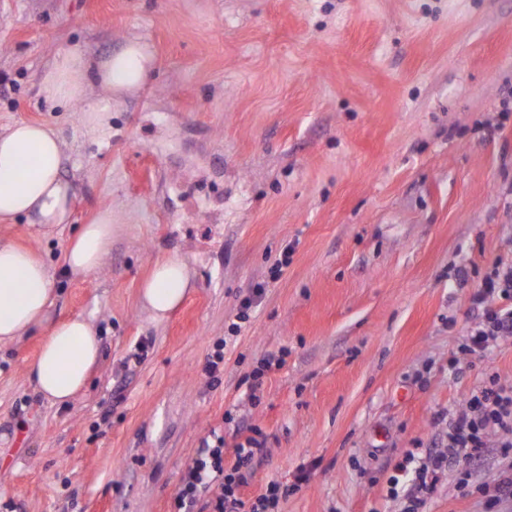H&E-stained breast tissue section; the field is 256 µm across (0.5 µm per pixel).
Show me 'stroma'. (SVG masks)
I'll return each mask as SVG.
<instances>
[{
    "mask_svg": "<svg viewBox=\"0 0 512 512\" xmlns=\"http://www.w3.org/2000/svg\"><path fill=\"white\" fill-rule=\"evenodd\" d=\"M130 38L154 68L105 127L45 101L58 54ZM2 76L0 130L50 124L76 191L71 223H0V240L42 255L51 319L91 317L102 353L53 407L27 374L45 328L0 345V512H176L201 440L223 434L232 459L241 426L265 441L245 502L278 481L274 512H406L389 478L406 452L429 464L448 429L436 413L487 374L512 384V336L460 350L475 288L512 257V0H0ZM105 211L102 268L72 276L69 240ZM175 253L193 286L157 322L140 285ZM462 476L440 471L424 512H486Z\"/></svg>",
    "mask_w": 512,
    "mask_h": 512,
    "instance_id": "1",
    "label": "stroma"
}]
</instances>
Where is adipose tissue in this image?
Here are the masks:
<instances>
[{
    "label": "adipose tissue",
    "mask_w": 512,
    "mask_h": 512,
    "mask_svg": "<svg viewBox=\"0 0 512 512\" xmlns=\"http://www.w3.org/2000/svg\"><path fill=\"white\" fill-rule=\"evenodd\" d=\"M153 65L148 46L131 40L98 59L78 51L59 54L41 81L50 102H85L84 123L96 129L110 118L112 94L140 88ZM104 92L86 102L89 84ZM63 157L56 131L45 123L18 122L0 131V222L31 219L38 232L51 233L69 223L73 187L62 175ZM112 218L101 213L70 240L65 262L76 275L96 272L112 245ZM191 286L189 266L173 254L156 262L141 287L152 319H165L184 300ZM52 276L43 258L29 248L0 240V344L46 326L40 350L28 366L35 391L49 403L71 402L86 386L101 352L92 320L74 315L50 321Z\"/></svg>",
    "instance_id": "ef3b65f1"
}]
</instances>
